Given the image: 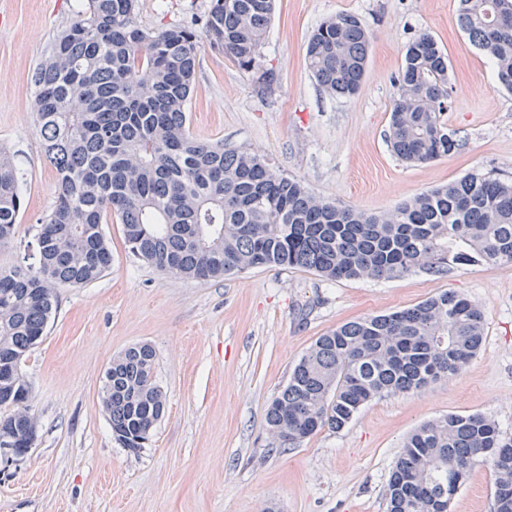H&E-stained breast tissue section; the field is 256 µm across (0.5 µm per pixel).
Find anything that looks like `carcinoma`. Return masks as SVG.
Returning a JSON list of instances; mask_svg holds the SVG:
<instances>
[{"label":"carcinoma","instance_id":"obj_1","mask_svg":"<svg viewBox=\"0 0 512 512\" xmlns=\"http://www.w3.org/2000/svg\"><path fill=\"white\" fill-rule=\"evenodd\" d=\"M137 0H85L31 75L41 152L57 193L37 224L36 264L0 268V442L34 443L31 384L22 371L42 342L60 291L112 265L102 225L116 219L129 251L179 278L303 268L330 280L395 278L423 269L512 263V180L474 169L380 215L316 197L261 156L193 137L186 104L203 50L231 58L274 91L261 64L274 0H210L207 14L149 32ZM501 12L495 32L489 15ZM470 41L496 61L512 91V0H459ZM370 33L340 12L311 33L306 65L331 97L363 84ZM386 142L399 159L426 164L462 140L444 119L448 55L428 32L407 45ZM20 172L0 148V246L18 231ZM485 313L457 293L349 321L319 337L266 412L271 448H296L344 428L368 402L459 373L484 341ZM155 351L133 344L104 373L101 404L115 440L131 452L165 411ZM496 476L494 512H512V435L480 413L450 414L412 434L389 475L386 512H449L477 460Z\"/></svg>","mask_w":512,"mask_h":512}]
</instances>
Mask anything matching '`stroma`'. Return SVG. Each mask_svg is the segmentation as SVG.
I'll list each match as a JSON object with an SVG mask.
<instances>
[{"mask_svg":"<svg viewBox=\"0 0 512 512\" xmlns=\"http://www.w3.org/2000/svg\"><path fill=\"white\" fill-rule=\"evenodd\" d=\"M78 0H0V145L22 175L23 209L0 268L34 252L35 226L52 207L54 169L41 158L31 75L71 20ZM210 0H138L146 30L203 14ZM371 34L363 86L328 96L309 72L312 30L339 12ZM431 33L452 68L448 125L464 139L430 164L398 160L385 142L408 42ZM278 83L258 94L251 75L204 50L188 106L194 137L263 156L317 197L383 213L479 168L512 178V92L493 58L469 40L458 0H275L261 48ZM112 266L60 293L47 334L23 365L37 421L32 448L0 462V512H385V490L405 437L448 414L479 412L512 434V264L443 275L329 281L300 269L257 268L216 281L177 279L126 249L104 225ZM457 292L486 314L478 355L457 375L364 406L343 429L272 450L265 414L315 340L350 320ZM146 342L166 412L149 443L118 444L100 401L106 367ZM495 474L476 462L450 512H493Z\"/></svg>","mask_w":512,"mask_h":512,"instance_id":"35a3bbf8","label":"stroma"}]
</instances>
